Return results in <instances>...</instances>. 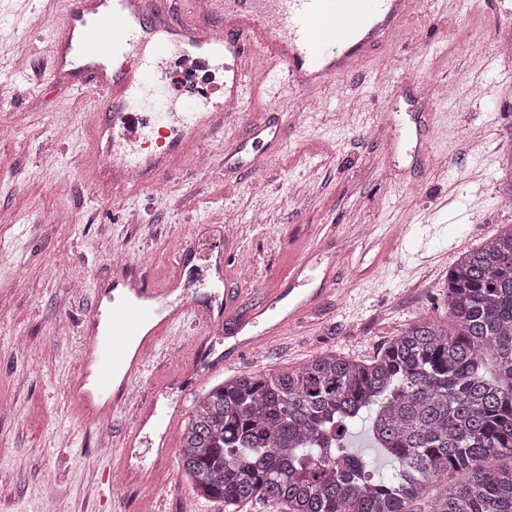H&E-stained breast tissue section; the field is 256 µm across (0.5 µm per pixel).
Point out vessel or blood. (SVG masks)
Masks as SVG:
<instances>
[{
    "mask_svg": "<svg viewBox=\"0 0 512 512\" xmlns=\"http://www.w3.org/2000/svg\"><path fill=\"white\" fill-rule=\"evenodd\" d=\"M64 5L63 29L48 47L52 71L79 77V90L102 100L105 118L98 133L107 142L96 145L95 152L107 154L109 165L98 178L121 187L129 174L140 181L162 179L189 144L218 133L233 114L247 118L249 133L225 150L224 163L256 168L280 152L281 130L276 119L246 107L248 88L273 78L295 96L331 87L417 10L414 0H206L204 9L175 18L164 0H64ZM218 15L223 18L219 25L213 22ZM176 56L228 72L226 98L209 89L171 105L160 69ZM160 129L169 137L166 147L145 154ZM314 268L309 255L295 262L286 282L245 310L230 293L203 311L189 300L172 303L170 287L114 277L105 303L95 304L83 320L81 378L69 389L70 402L84 417L109 416L124 388L141 376L145 354L164 332L191 316H201L206 330L225 326L246 334L244 345H260L329 293L328 273L320 288L306 291ZM241 346L232 345L213 359L192 350L190 366L220 371ZM183 405L179 399L161 409L149 401L126 433L124 456L136 458L141 479L174 459L167 435L155 440L145 435L148 418L174 420Z\"/></svg>",
    "mask_w": 512,
    "mask_h": 512,
    "instance_id": "b4317fda",
    "label": "vessel or blood"
}]
</instances>
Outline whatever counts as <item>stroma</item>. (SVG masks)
Wrapping results in <instances>:
<instances>
[{
  "label": "stroma",
  "instance_id": "1",
  "mask_svg": "<svg viewBox=\"0 0 512 512\" xmlns=\"http://www.w3.org/2000/svg\"><path fill=\"white\" fill-rule=\"evenodd\" d=\"M61 0H0V512H50L49 493L69 492L70 512H223L197 496L178 467L152 487L112 486L125 433L151 396L187 368L200 344L223 351L195 322L175 325L112 418L86 424L67 392L80 374L81 319L98 289L133 258L136 274L160 284L179 275L204 292L194 252L227 246L231 272L249 265L240 302H259L306 253L336 256L335 282L315 310L258 350L195 383L186 407L225 378L299 367L336 351L376 356L418 316L448 320L444 284L459 253L512 224V77L487 107L480 74L512 0H429L372 52L371 81L340 77L314 95L316 111L292 118L279 96L283 151L254 174L224 173V148L247 134L234 117L206 137L208 166L185 154L158 187L120 190L92 181L97 136L93 99L49 76L47 45ZM29 44L24 75L13 47ZM469 127L483 142L456 137ZM76 221L59 224L58 209ZM195 235L184 238V226ZM370 226L373 243L354 247Z\"/></svg>",
  "mask_w": 512,
  "mask_h": 512
}]
</instances>
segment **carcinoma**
I'll return each mask as SVG.
<instances>
[{"instance_id":"obj_1","label":"carcinoma","mask_w":512,"mask_h":512,"mask_svg":"<svg viewBox=\"0 0 512 512\" xmlns=\"http://www.w3.org/2000/svg\"><path fill=\"white\" fill-rule=\"evenodd\" d=\"M445 294L450 328L419 318L370 361L324 352L198 397L178 456L193 492L224 512H512V465H493L512 458V225L459 256ZM363 419L388 478L346 446Z\"/></svg>"}]
</instances>
